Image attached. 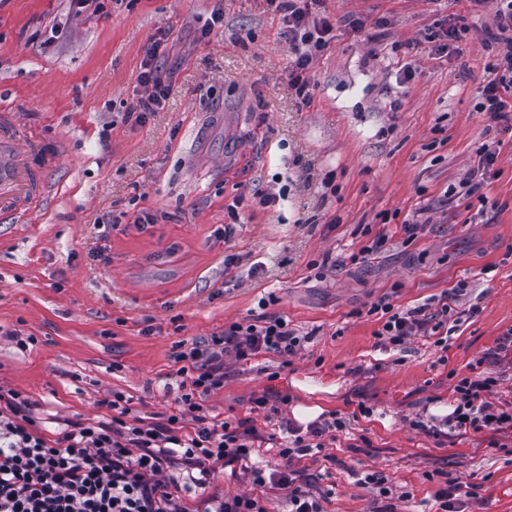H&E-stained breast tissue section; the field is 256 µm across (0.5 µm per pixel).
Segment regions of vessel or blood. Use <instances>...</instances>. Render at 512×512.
Listing matches in <instances>:
<instances>
[{
	"label": "vessel or blood",
	"mask_w": 512,
	"mask_h": 512,
	"mask_svg": "<svg viewBox=\"0 0 512 512\" xmlns=\"http://www.w3.org/2000/svg\"><path fill=\"white\" fill-rule=\"evenodd\" d=\"M56 155L41 138L21 127L13 112L0 111V223L21 221L46 196L42 174Z\"/></svg>",
	"instance_id": "obj_1"
}]
</instances>
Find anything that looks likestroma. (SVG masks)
I'll return each mask as SVG.
<instances>
[{"label": "stroma", "instance_id": "stroma-1", "mask_svg": "<svg viewBox=\"0 0 512 512\" xmlns=\"http://www.w3.org/2000/svg\"><path fill=\"white\" fill-rule=\"evenodd\" d=\"M495 10V0H323L315 11L335 26L304 102L288 89V37L268 0H104L79 16L70 0H0V106L58 156L43 205L27 223H0V386L33 402L50 439L69 420L110 421L100 402L115 391L132 417L161 422L181 395L176 342L280 315L311 342L287 365L272 354L228 365L206 404L251 419L262 438L295 424L299 405L349 418L327 453L299 463L313 489L330 490L325 512H432L454 477L470 486L460 512H512L511 434L429 431L456 381L512 328V132L476 108ZM217 11L223 22L199 40ZM453 14L469 32L434 54L431 35ZM352 16L365 19L360 32ZM159 38L171 95L126 121ZM406 63L414 77L403 84ZM485 143L497 175L480 213L459 189ZM279 190L284 201L256 203ZM139 208L167 219L136 225ZM407 220L422 224L415 238ZM380 235L378 252L350 262ZM461 280L453 308L478 312L447 348L422 336L378 345L372 303L433 310ZM13 331L33 344L19 350ZM265 393L288 398L278 421L252 403ZM361 405L371 415L354 418ZM374 471L390 497L365 484Z\"/></svg>", "mask_w": 512, "mask_h": 512}]
</instances>
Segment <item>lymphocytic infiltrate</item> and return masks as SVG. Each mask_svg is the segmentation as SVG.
<instances>
[{"instance_id":"1","label":"lymphocytic infiltrate","mask_w":512,"mask_h":512,"mask_svg":"<svg viewBox=\"0 0 512 512\" xmlns=\"http://www.w3.org/2000/svg\"><path fill=\"white\" fill-rule=\"evenodd\" d=\"M280 12L293 58L288 88L308 99L311 65L327 45L333 24L313 17L316 0H271ZM492 60L490 77L481 88L479 111L493 123L512 121V0H498L492 29L485 32ZM161 47L146 51L140 82L144 91L126 107L127 119L141 121L162 108L171 85L153 60ZM370 314L383 323L376 336L381 344L401 346L415 336L436 337L454 310L442 305L436 316L424 308L400 309L387 300L371 304ZM306 336L280 316L259 315L225 325L208 340L177 342L172 359L178 363L183 393L176 413L165 421L128 423L123 393L103 405L111 422L76 421L55 439L46 438L20 392L0 389V512H270L267 491L285 492L289 512H325L323 496L307 488L297 463L310 451L311 440H325L346 430L345 418L312 423L306 435L290 445L255 448L251 420L230 423L209 415L205 399L224 386V363L243 364L262 354L287 359L304 348ZM497 379L483 371L461 378L453 387L454 411L444 424L475 433L512 431V410L492 397ZM239 464L253 490L244 494H212L208 488L217 466Z\"/></svg>"}]
</instances>
